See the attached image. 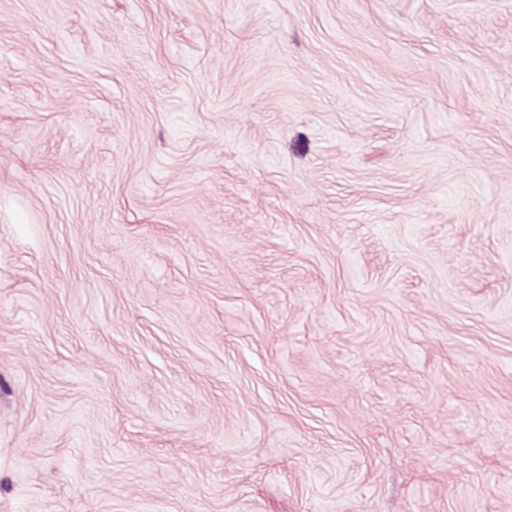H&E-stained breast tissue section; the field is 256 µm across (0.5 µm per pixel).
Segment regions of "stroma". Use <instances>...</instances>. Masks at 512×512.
<instances>
[{
	"instance_id": "obj_1",
	"label": "stroma",
	"mask_w": 512,
	"mask_h": 512,
	"mask_svg": "<svg viewBox=\"0 0 512 512\" xmlns=\"http://www.w3.org/2000/svg\"><path fill=\"white\" fill-rule=\"evenodd\" d=\"M0 512H512V0H0Z\"/></svg>"
}]
</instances>
